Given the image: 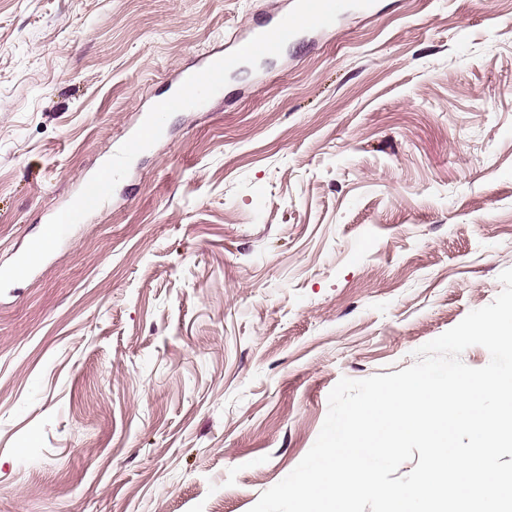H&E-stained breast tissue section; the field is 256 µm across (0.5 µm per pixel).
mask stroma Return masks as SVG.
I'll use <instances>...</instances> for the list:
<instances>
[{"label":"stroma","mask_w":512,"mask_h":512,"mask_svg":"<svg viewBox=\"0 0 512 512\" xmlns=\"http://www.w3.org/2000/svg\"><path fill=\"white\" fill-rule=\"evenodd\" d=\"M295 0H0V266ZM512 268V0H376L179 112L0 295V512H250L341 378Z\"/></svg>","instance_id":"1"}]
</instances>
